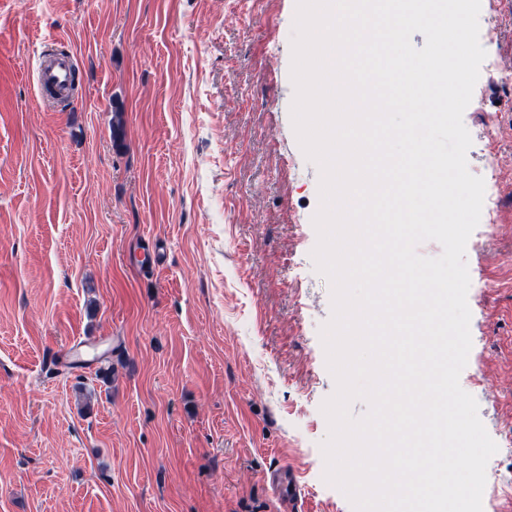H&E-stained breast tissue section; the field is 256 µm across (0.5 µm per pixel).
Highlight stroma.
I'll list each match as a JSON object with an SVG mask.
<instances>
[{"instance_id":"obj_1","label":"stroma","mask_w":512,"mask_h":512,"mask_svg":"<svg viewBox=\"0 0 512 512\" xmlns=\"http://www.w3.org/2000/svg\"><path fill=\"white\" fill-rule=\"evenodd\" d=\"M297 0H0V512H353L325 478ZM71 48V109L32 81ZM460 385L512 471V98L481 71ZM151 239L161 265L135 263ZM295 469L294 506L265 474Z\"/></svg>"}]
</instances>
